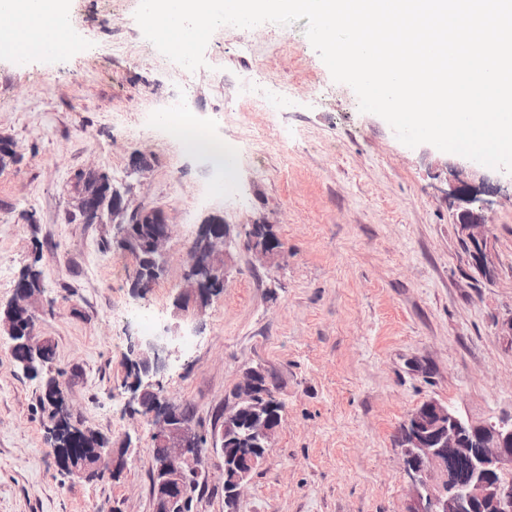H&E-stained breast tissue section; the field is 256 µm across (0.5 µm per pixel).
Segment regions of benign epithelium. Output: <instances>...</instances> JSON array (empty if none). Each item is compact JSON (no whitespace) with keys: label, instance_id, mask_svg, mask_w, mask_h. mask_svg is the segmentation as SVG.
Wrapping results in <instances>:
<instances>
[{"label":"benign epithelium","instance_id":"7a95c632","mask_svg":"<svg viewBox=\"0 0 512 512\" xmlns=\"http://www.w3.org/2000/svg\"><path fill=\"white\" fill-rule=\"evenodd\" d=\"M489 168L466 159L451 166L456 182L454 194L463 206L456 215L460 241L469 247L475 264L485 267L492 248L488 211L492 201L478 195L473 181L493 185L495 192L504 190L500 181L492 182L486 176ZM91 172L100 177L106 187L112 188L113 240L122 251L136 256L145 251L162 270L167 244L172 235L166 213L143 204H132L111 178L99 168ZM75 207L88 215L103 217L96 193L86 192L81 181H76ZM198 236L204 238V248L189 255L188 287L182 289L178 306L194 304L202 312L210 298L224 288L230 228L220 223L201 224ZM249 248L261 260H269L277 249L269 242L249 236ZM8 317L0 321V330L11 338L19 335L18 328L26 324V343L30 357L24 363L29 367L46 359V344L34 336L35 318L33 297L22 283L6 307ZM134 383L132 399L140 407L152 427L153 457L152 512H187L193 502L195 481L204 470L211 449L203 444V435L184 417L181 410L167 403L161 395L162 385L156 376L163 370L169 351L157 341L134 342ZM253 394L247 382L239 384L236 402L226 412L220 441L232 433L231 423L245 415ZM405 428L402 447L405 448L406 468L411 481L412 499L407 512H512V418L475 420L436 400L417 407L403 422ZM279 425L260 417H252L248 428L257 445L271 448ZM133 448L98 449L99 464L116 473L126 469ZM463 459L469 475L460 480L448 466L451 459ZM263 456L245 448L240 453L237 467L230 478L236 488L258 466ZM446 471V480L437 484L434 473Z\"/></svg>","mask_w":512,"mask_h":512}]
</instances>
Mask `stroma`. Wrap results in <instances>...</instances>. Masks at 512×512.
<instances>
[{
    "label": "stroma",
    "instance_id": "35a3bbf8",
    "mask_svg": "<svg viewBox=\"0 0 512 512\" xmlns=\"http://www.w3.org/2000/svg\"><path fill=\"white\" fill-rule=\"evenodd\" d=\"M140 0H69L71 27L92 49L21 61L0 52V140L15 162L0 168V307L22 272L43 274L35 332L53 350L72 427L136 452L127 469L75 480L54 449L41 378L17 366L0 333V512H151V427L132 401L127 359L139 339L123 311L150 306L159 329L196 336L172 352L163 396L190 408L219 438L243 372L260 370L282 402L273 448L234 512H407L410 480L396 436L436 400L477 419L512 416V203H494L489 271L462 248L450 164L458 155L410 148L380 116L360 112L304 33L289 26L216 29L197 71L195 110L240 101L247 77L291 88L290 138L263 136V113L228 121L213 138L241 153L223 193L209 186L201 150L168 141L162 113L184 85L146 51ZM224 59V79L210 71ZM144 159L146 173L133 172ZM96 167L135 202L172 222L164 267L133 295L134 261L109 224L75 219L74 176ZM232 228L224 289L203 316H173L200 224ZM263 224L281 246L260 265L244 231ZM192 512H225L224 457L211 453Z\"/></svg>",
    "mask_w": 512,
    "mask_h": 512
}]
</instances>
